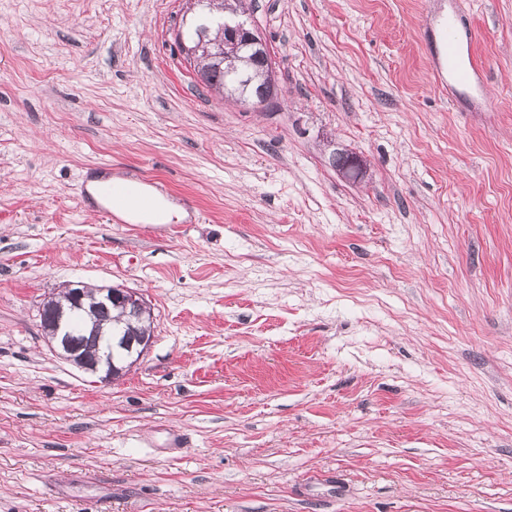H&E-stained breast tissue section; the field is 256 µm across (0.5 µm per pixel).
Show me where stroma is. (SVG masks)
Wrapping results in <instances>:
<instances>
[{"label":"stroma","instance_id":"35a3bbf8","mask_svg":"<svg viewBox=\"0 0 512 512\" xmlns=\"http://www.w3.org/2000/svg\"><path fill=\"white\" fill-rule=\"evenodd\" d=\"M185 9L0 0V512H512V0H251L264 109L197 80ZM424 13L488 106L435 92ZM100 164L202 221L108 223ZM76 282L153 312L112 382L44 337ZM421 28L424 37L433 34L434 42L437 40L439 45L438 53L436 52L435 56L431 54L435 90L446 91L445 64H448V77L451 76L461 86H469L476 82L486 98V82L481 62L474 54L464 56L461 51L463 36L471 40L472 33L468 37L466 27L463 24L459 25L454 17L442 22L435 31L429 16L425 15L421 21Z\"/></svg>","mask_w":512,"mask_h":512}]
</instances>
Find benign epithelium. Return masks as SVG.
<instances>
[{"instance_id": "obj_1", "label": "benign epithelium", "mask_w": 512, "mask_h": 512, "mask_svg": "<svg viewBox=\"0 0 512 512\" xmlns=\"http://www.w3.org/2000/svg\"><path fill=\"white\" fill-rule=\"evenodd\" d=\"M237 3L239 0H224V11L230 16L221 26L219 44L231 83L240 92L238 102L258 109L278 98L277 74L266 39L258 29L238 20ZM85 300L86 289L77 283L67 287L66 303L58 302L55 297L46 301L52 330L49 339L52 347L60 350L66 360L85 373L110 382L123 373V369L115 365V358L126 360L130 365L136 363L149 347L152 337L108 336L94 357L88 358L73 343L72 320L78 316L85 322L92 318L99 305L115 303L124 306L130 323L139 324L148 313L146 302L141 294L118 286L98 287L95 299L89 304Z\"/></svg>"}]
</instances>
